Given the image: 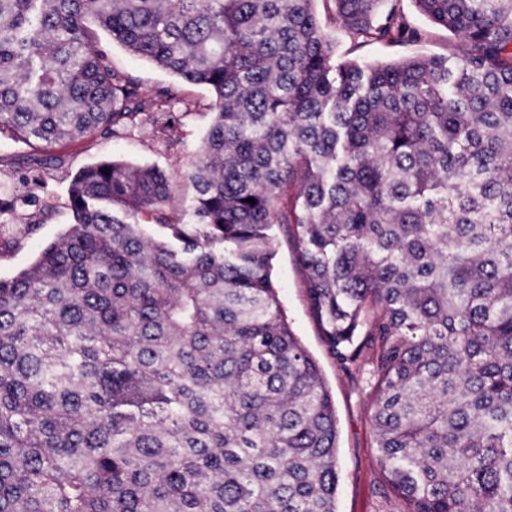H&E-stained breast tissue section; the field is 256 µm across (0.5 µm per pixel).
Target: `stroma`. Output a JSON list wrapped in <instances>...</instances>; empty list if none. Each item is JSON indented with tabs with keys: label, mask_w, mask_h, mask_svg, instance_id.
<instances>
[{
	"label": "stroma",
	"mask_w": 512,
	"mask_h": 512,
	"mask_svg": "<svg viewBox=\"0 0 512 512\" xmlns=\"http://www.w3.org/2000/svg\"><path fill=\"white\" fill-rule=\"evenodd\" d=\"M408 21L428 30L429 36L412 44H372L354 47L337 32L332 19L331 0H316L315 10L323 28L336 38V54L342 59L395 62L411 56L428 55L456 62L458 43L445 29L432 26L417 9L414 0H403ZM99 43L111 59L114 69L131 75L148 94L170 91L192 103L190 114L181 116L172 132L173 147H165L144 131L115 139L96 135L81 142H62L49 146L29 147L0 138V184L22 188L31 178L33 159L46 160L42 170L46 184L40 197L52 207L50 216L34 214V227L18 238L0 234V278H10L28 267L41 248L72 222L67 206V188L71 178L82 167L104 160H123L135 165H152L180 181V197L192 194L182 176L205 137L210 123L211 92L203 85L190 84L152 62L133 55L125 47L100 34ZM272 280L293 334L318 363L335 405L339 432L337 466L339 485L337 512H400L398 498L384 488L373 441L371 411L367 404L368 387L365 372L344 371L321 336L312 317L303 288V274L296 263L295 252L284 236L275 239Z\"/></svg>",
	"instance_id": "stroma-1"
}]
</instances>
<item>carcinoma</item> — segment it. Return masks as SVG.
I'll return each instance as SVG.
<instances>
[{
  "label": "carcinoma",
  "instance_id": "carcinoma-1",
  "mask_svg": "<svg viewBox=\"0 0 512 512\" xmlns=\"http://www.w3.org/2000/svg\"><path fill=\"white\" fill-rule=\"evenodd\" d=\"M313 2L0 0V136L191 111L98 29L213 92L188 208L155 166L84 167L74 223L0 278V512H336L334 403L272 282L277 229L330 354L368 368L402 512H512V0H415L453 67L342 61ZM332 2L358 46L427 37L402 0ZM4 195L1 227L40 203Z\"/></svg>",
  "mask_w": 512,
  "mask_h": 512
}]
</instances>
